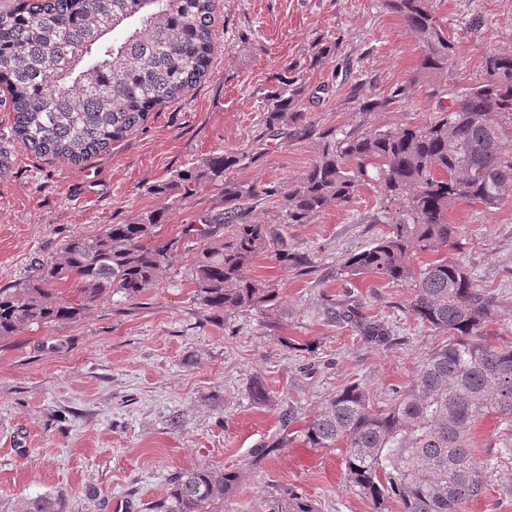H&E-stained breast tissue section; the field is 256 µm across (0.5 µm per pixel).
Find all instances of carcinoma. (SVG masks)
<instances>
[{"label":"carcinoma","instance_id":"obj_1","mask_svg":"<svg viewBox=\"0 0 512 512\" xmlns=\"http://www.w3.org/2000/svg\"><path fill=\"white\" fill-rule=\"evenodd\" d=\"M422 44L410 84L382 97L365 95L355 82L347 96L365 116L350 128H320L302 102L321 99L330 83L310 85L291 63L266 99L264 137L315 140L316 158L286 185L262 187L229 177L261 154L215 153L173 174L151 191L220 190L222 205L184 224L191 243L192 281L204 304L233 311L273 302L277 294L252 279L254 259L273 249L282 263L302 268L310 259L288 245L273 224L250 217L252 202L274 201L280 224H310L331 206L349 205L359 186L376 188L381 205L370 224L388 230L340 264L345 282L375 275L409 283L404 309L446 340L420 362L413 378L394 392L384 409L368 390L350 383L328 394L299 430L311 448L341 450L347 481L372 512H466L488 495L492 459L473 453L474 427L491 415L498 435L486 443L498 459L512 460V346L485 342L483 328L495 310L493 293L450 256L464 227L450 216L461 204L490 213L512 199V54L490 51L484 78L467 88L441 83L452 45L438 24L433 0H382ZM215 0H15L0 10V83L10 89L15 134L32 151L73 165L128 137L149 112L168 104L206 76ZM438 80L439 104L421 125H369L375 112L397 110L412 84ZM170 208H155L136 224H108L98 234L74 235L41 260L28 279L0 288V342L30 328L75 322L87 306L116 294L126 299L157 286L168 267L169 245L154 239ZM423 255L437 259L418 269ZM76 294L67 296L60 285ZM324 312L352 324L366 343L386 344L389 326L362 317L351 305L324 298ZM249 394L269 401L259 377ZM293 406L282 413L283 432L263 446L266 458L288 447ZM241 477L202 466L168 480L154 512H223ZM16 512H62L43 495L22 500ZM250 512H319L308 497L290 489L262 499Z\"/></svg>","mask_w":512,"mask_h":512}]
</instances>
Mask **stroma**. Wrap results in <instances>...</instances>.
Listing matches in <instances>:
<instances>
[{"label":"stroma","instance_id":"stroma-1","mask_svg":"<svg viewBox=\"0 0 512 512\" xmlns=\"http://www.w3.org/2000/svg\"><path fill=\"white\" fill-rule=\"evenodd\" d=\"M215 5L207 76L84 163L27 149L0 100V288L31 275L71 236L171 208L158 237L171 246L169 266L157 287L134 300L94 302L76 322L34 327L0 343V512L43 494L59 499L64 512H152L170 474L201 466L242 471L229 512H247L282 487L312 499L320 512H372L346 480L339 451L310 448L297 437L260 468L249 464L277 433L287 406L310 415L329 393L356 382L375 407H385L393 388L408 384L420 358L443 341L404 312L410 284L377 277L347 284L338 273L348 253L386 230L367 221L380 206L376 190L361 186L350 206L330 207L310 224L283 225L290 246L310 257L309 272L284 267L265 251L249 274L275 288L274 305L218 313L198 300L194 252L179 238L183 224L218 205L217 190L181 200L151 188L211 154L258 149L263 101L284 63H306L304 78L315 85L353 60L369 93L383 96L413 82L419 46L379 0ZM436 16L453 45L449 83L481 81L489 50L512 53V0H438ZM325 42L336 43L335 54L309 67L315 45ZM414 84L401 109L376 113L371 124L429 120L437 100L429 82ZM304 108L325 127L350 128L362 119L342 89ZM262 151L233 178L280 185L316 157L311 140H275ZM451 217L465 227L456 258L497 296L485 337L510 346L512 199L490 214L462 205ZM327 295L352 296L360 314L388 320L390 342L364 343L350 325L326 319L320 308ZM255 376L269 390L267 405L247 396Z\"/></svg>","mask_w":512,"mask_h":512}]
</instances>
